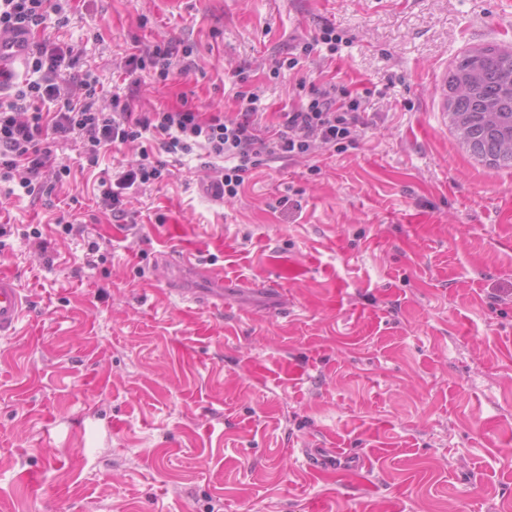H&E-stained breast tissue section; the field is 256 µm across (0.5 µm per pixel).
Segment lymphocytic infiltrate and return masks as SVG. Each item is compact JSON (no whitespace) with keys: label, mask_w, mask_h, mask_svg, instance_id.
<instances>
[{"label":"lymphocytic infiltrate","mask_w":512,"mask_h":512,"mask_svg":"<svg viewBox=\"0 0 512 512\" xmlns=\"http://www.w3.org/2000/svg\"><path fill=\"white\" fill-rule=\"evenodd\" d=\"M71 0H0V39L18 35L30 40L25 58L29 78L14 82L9 70L0 71V85L9 89L0 98V182H14L26 195H52L64 186L68 166L59 164L53 146L73 138L83 145L89 166H96L103 148L118 144L135 148L134 160L104 182L102 196L112 212L125 198L161 182L168 171L156 151L184 157L195 148L230 159L214 169L204 183L213 200L238 198L246 180L269 161H293L321 151H336L354 143L370 125L363 97L343 80L308 83L296 80L297 101L288 111L267 117L261 97L238 75L236 111H200L184 103L175 108L136 111L131 99L113 94L109 107H100L104 90L92 72H76L83 48L69 42L38 40L48 21L65 27ZM344 38L327 24L295 51L277 61L276 71H293L301 57L318 48L336 55ZM191 51L176 43L158 42L136 48L125 63L126 75L154 70L160 82L187 75Z\"/></svg>","instance_id":"1"}]
</instances>
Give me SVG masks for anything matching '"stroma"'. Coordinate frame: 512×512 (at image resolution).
Returning <instances> with one entry per match:
<instances>
[{
	"instance_id": "1",
	"label": "stroma",
	"mask_w": 512,
	"mask_h": 512,
	"mask_svg": "<svg viewBox=\"0 0 512 512\" xmlns=\"http://www.w3.org/2000/svg\"><path fill=\"white\" fill-rule=\"evenodd\" d=\"M328 23L345 43L299 70L365 94L375 125L346 150L268 163L222 204L198 149L122 217L74 139L55 153L77 204L0 183V274L25 298L0 335V512H512V167L441 110L464 54L512 49V5L88 0L59 36L136 109L234 111L242 70L278 112L295 97L276 61ZM171 38L194 49L187 77L114 78L135 43ZM185 251L223 306L182 299L200 285L171 275ZM320 444L362 467L309 469Z\"/></svg>"
}]
</instances>
